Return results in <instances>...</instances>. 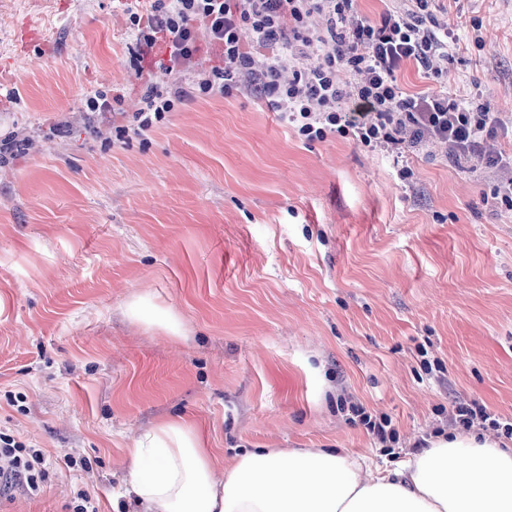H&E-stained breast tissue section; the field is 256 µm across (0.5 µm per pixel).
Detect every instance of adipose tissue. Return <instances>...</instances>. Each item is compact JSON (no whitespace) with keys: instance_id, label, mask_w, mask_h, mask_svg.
I'll return each instance as SVG.
<instances>
[{"instance_id":"adipose-tissue-1","label":"adipose tissue","mask_w":512,"mask_h":512,"mask_svg":"<svg viewBox=\"0 0 512 512\" xmlns=\"http://www.w3.org/2000/svg\"><path fill=\"white\" fill-rule=\"evenodd\" d=\"M127 492L143 512H512V452L440 436L374 472L346 448H252L219 478L200 424L169 416L131 449Z\"/></svg>"}]
</instances>
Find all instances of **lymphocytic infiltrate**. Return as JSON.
Instances as JSON below:
<instances>
[{
    "instance_id": "obj_1",
    "label": "lymphocytic infiltrate",
    "mask_w": 512,
    "mask_h": 512,
    "mask_svg": "<svg viewBox=\"0 0 512 512\" xmlns=\"http://www.w3.org/2000/svg\"><path fill=\"white\" fill-rule=\"evenodd\" d=\"M427 4L415 0L413 9L389 11L372 22L358 13L355 0H151L130 15L136 29L131 66L143 73L145 58L161 43L167 70L193 68L197 80L190 90L176 82L146 83L139 108L117 132L151 128L188 93L228 95L244 88L282 112L309 141L335 132L365 146L415 150L438 139L457 157L482 160V141L498 123L490 102L409 95L397 84L405 63L432 69L437 51L448 46L429 26ZM315 13L323 15L324 27L310 26ZM245 27L256 36L250 48L240 40ZM276 45L288 51L316 47L323 61L283 78L280 58L272 53ZM48 478L43 450L0 430V492L18 487L35 496Z\"/></svg>"
}]
</instances>
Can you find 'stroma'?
Masks as SVG:
<instances>
[{
  "label": "stroma",
  "mask_w": 512,
  "mask_h": 512,
  "mask_svg": "<svg viewBox=\"0 0 512 512\" xmlns=\"http://www.w3.org/2000/svg\"><path fill=\"white\" fill-rule=\"evenodd\" d=\"M134 0H0V429L42 448L36 496L0 512H141L130 448L164 416L209 433L216 477L251 448H346L392 469L460 432L472 402L512 423V206L503 172L431 142L401 154L306 141L246 92L189 98L117 138L96 92L134 112L172 82L135 46ZM439 73L406 94L491 100L512 157V0H430ZM411 176L401 180L399 171ZM148 294L177 342L123 313ZM385 416L383 443L356 410ZM86 458L89 469L69 466Z\"/></svg>",
  "instance_id": "35a3bbf8"
}]
</instances>
